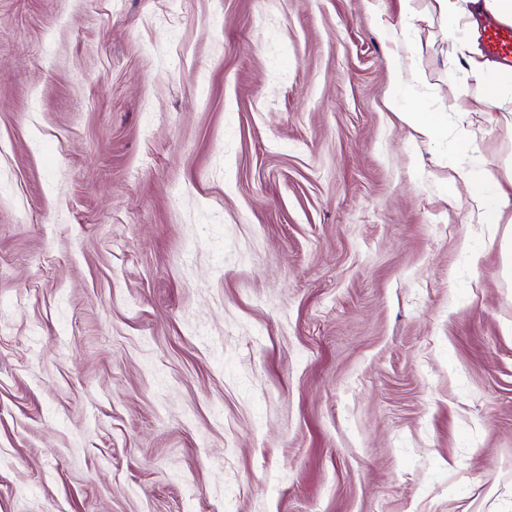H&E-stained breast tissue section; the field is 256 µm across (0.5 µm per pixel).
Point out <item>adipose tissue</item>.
<instances>
[{
  "label": "adipose tissue",
  "mask_w": 512,
  "mask_h": 512,
  "mask_svg": "<svg viewBox=\"0 0 512 512\" xmlns=\"http://www.w3.org/2000/svg\"><path fill=\"white\" fill-rule=\"evenodd\" d=\"M434 10L447 19L448 38L462 44L466 52L464 61L470 69V82L455 87L452 111L467 112L469 101L479 88L483 91L480 96L483 116L487 122L496 123V109L504 101H512V68L483 57L479 29L486 16L512 22V0H434ZM456 181L467 190L470 223H502L506 208L512 204V196L502 189L493 173L470 163L457 170Z\"/></svg>",
  "instance_id": "adipose-tissue-1"
}]
</instances>
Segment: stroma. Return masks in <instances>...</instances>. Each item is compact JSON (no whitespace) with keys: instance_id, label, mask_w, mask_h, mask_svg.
I'll return each mask as SVG.
<instances>
[{"instance_id":"1","label":"stroma","mask_w":512,"mask_h":512,"mask_svg":"<svg viewBox=\"0 0 512 512\" xmlns=\"http://www.w3.org/2000/svg\"><path fill=\"white\" fill-rule=\"evenodd\" d=\"M464 75L429 0H0V512H512ZM404 118L416 133L431 141L447 132L444 113L405 112Z\"/></svg>"}]
</instances>
